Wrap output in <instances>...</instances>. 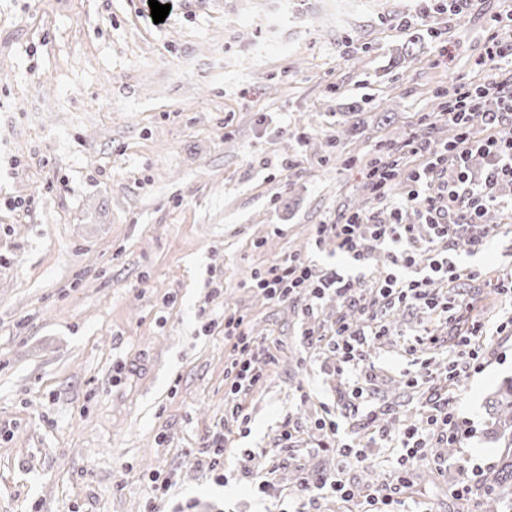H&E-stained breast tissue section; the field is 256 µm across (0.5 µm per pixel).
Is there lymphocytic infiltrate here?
<instances>
[{
  "label": "lymphocytic infiltrate",
  "instance_id": "obj_1",
  "mask_svg": "<svg viewBox=\"0 0 512 512\" xmlns=\"http://www.w3.org/2000/svg\"><path fill=\"white\" fill-rule=\"evenodd\" d=\"M444 120L456 127L455 141L413 135L402 145L379 149L369 163L366 177L375 199L389 204L387 219L356 210L317 227V241L333 240L339 251L358 263L366 262L378 247H387L386 269L368 291L355 288L352 277L337 270L317 274L310 261L293 255L253 273L249 281L271 302L303 300L302 314L307 318L326 296L336 298L344 311L333 325L329 350L337 374L347 378L356 399L364 393L357 375L364 349L371 341L391 335L387 317L392 312L420 306L443 317L448 328L466 323V330L455 336V356L445 375L450 387L468 371L480 368L478 338L512 332V315L492 325L470 319L471 303L453 288L463 269L448 256L461 245L472 254L483 251L486 237L470 235V227L480 223L488 210L507 206L503 191L512 189V82L460 84L443 110L421 116L422 125L430 128ZM401 184L407 190L399 197L395 190ZM407 211L415 214V222L404 221ZM439 284L446 285L445 294L436 292ZM353 307L359 308V319L350 317ZM224 339L233 351L225 367L231 387L224 416L237 422L245 416L239 394L263 383L275 357L262 350L238 313H225ZM314 428L323 438L321 450L335 451L336 467L328 473L298 470L297 491L310 502L327 493L342 500L354 498L346 473L367 463L368 455L338 439L332 413L317 418ZM463 433L464 424L448 396L431 399L421 421L402 424L394 431L378 428L377 440L396 441L399 454L390 485L367 494L365 512H397L398 495L412 472L423 465L442 467L438 448L459 443Z\"/></svg>",
  "mask_w": 512,
  "mask_h": 512
}]
</instances>
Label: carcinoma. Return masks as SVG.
I'll list each match as a JSON object with an SVG mask.
<instances>
[{
  "label": "carcinoma",
  "instance_id": "carcinoma-1",
  "mask_svg": "<svg viewBox=\"0 0 512 512\" xmlns=\"http://www.w3.org/2000/svg\"><path fill=\"white\" fill-rule=\"evenodd\" d=\"M486 411L491 433L503 446L501 467L489 480L494 493L483 504L484 512H496L501 500L512 492V380L489 395Z\"/></svg>",
  "mask_w": 512,
  "mask_h": 512
}]
</instances>
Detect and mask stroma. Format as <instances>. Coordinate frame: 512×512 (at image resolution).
Returning a JSON list of instances; mask_svg holds the SVG:
<instances>
[{
	"label": "stroma",
	"mask_w": 512,
	"mask_h": 512,
	"mask_svg": "<svg viewBox=\"0 0 512 512\" xmlns=\"http://www.w3.org/2000/svg\"><path fill=\"white\" fill-rule=\"evenodd\" d=\"M0 0V512H147L152 476L172 475L168 512H306L296 467L331 470L312 422L370 445L374 424L420 419L430 392L411 384L407 341L440 320L411 307L366 354L353 401L331 353L301 338V304L250 288L252 272L291 255L349 269L317 224L361 207L376 144L407 139L419 113L482 66L489 19L512 0H472L414 22L415 0ZM352 136H345V129ZM492 244L452 258L475 317L512 310L494 283L512 272V219ZM244 314L277 362L244 395L247 428L225 425L230 384L224 313ZM461 380L468 433L441 449L446 475L421 468L403 512H477L452 493L461 466L484 477L502 448L486 434L487 396L512 377V335L482 343ZM277 497L255 494L252 458L284 425ZM229 429L225 485L194 455ZM349 471L361 512L389 481L397 452L370 446Z\"/></svg>",
	"instance_id": "1"
}]
</instances>
